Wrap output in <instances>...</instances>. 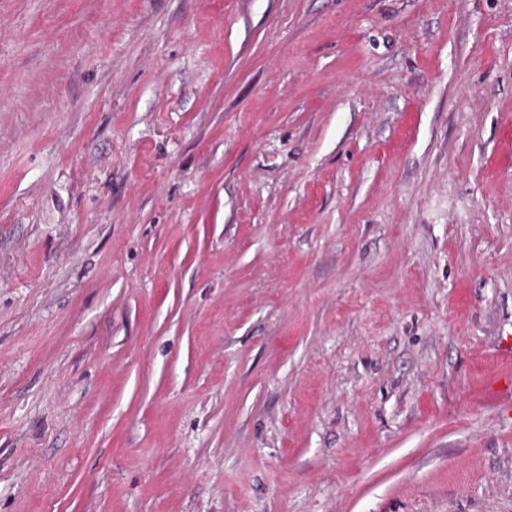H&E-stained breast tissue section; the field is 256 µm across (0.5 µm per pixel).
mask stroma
<instances>
[{"mask_svg": "<svg viewBox=\"0 0 512 512\" xmlns=\"http://www.w3.org/2000/svg\"><path fill=\"white\" fill-rule=\"evenodd\" d=\"M512 0H0V512H512Z\"/></svg>", "mask_w": 512, "mask_h": 512, "instance_id": "35a3bbf8", "label": "stroma"}]
</instances>
